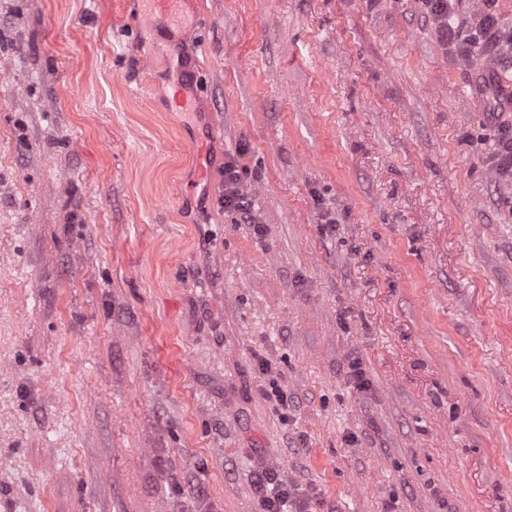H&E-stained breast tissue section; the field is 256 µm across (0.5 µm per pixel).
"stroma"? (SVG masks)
Listing matches in <instances>:
<instances>
[{"instance_id":"1","label":"stroma","mask_w":512,"mask_h":512,"mask_svg":"<svg viewBox=\"0 0 512 512\" xmlns=\"http://www.w3.org/2000/svg\"><path fill=\"white\" fill-rule=\"evenodd\" d=\"M481 60L419 0H0V512H262L267 473L311 512H512ZM224 210L239 216L243 224H252L257 235L265 234V227L257 221L251 195L243 189L235 160L224 163Z\"/></svg>"}]
</instances>
